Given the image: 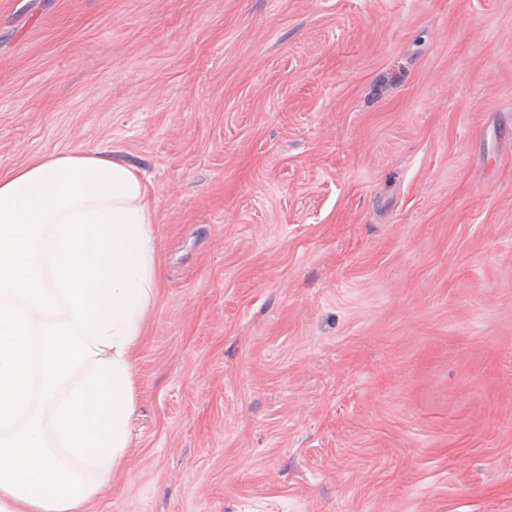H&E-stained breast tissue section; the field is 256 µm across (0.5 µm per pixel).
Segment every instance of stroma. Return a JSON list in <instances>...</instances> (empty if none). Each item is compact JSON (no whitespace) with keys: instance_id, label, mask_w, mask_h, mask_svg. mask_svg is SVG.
<instances>
[{"instance_id":"1","label":"stroma","mask_w":512,"mask_h":512,"mask_svg":"<svg viewBox=\"0 0 512 512\" xmlns=\"http://www.w3.org/2000/svg\"><path fill=\"white\" fill-rule=\"evenodd\" d=\"M77 147L160 266L85 512H512V0H0V173Z\"/></svg>"}]
</instances>
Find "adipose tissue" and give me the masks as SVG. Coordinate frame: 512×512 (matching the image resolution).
Segmentation results:
<instances>
[{"mask_svg":"<svg viewBox=\"0 0 512 512\" xmlns=\"http://www.w3.org/2000/svg\"><path fill=\"white\" fill-rule=\"evenodd\" d=\"M158 285L131 165L80 148L0 175V512H82L121 465Z\"/></svg>","mask_w":512,"mask_h":512,"instance_id":"obj_1","label":"adipose tissue"}]
</instances>
